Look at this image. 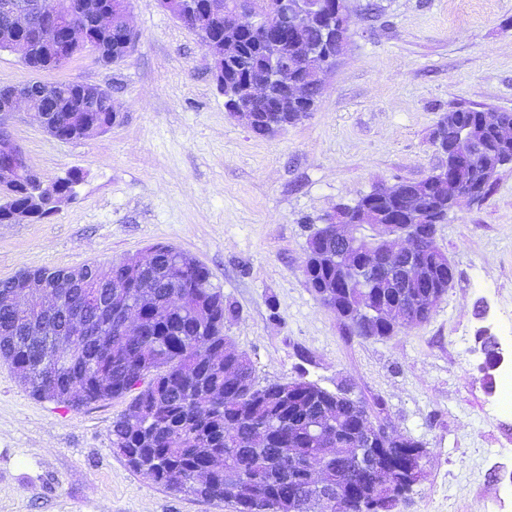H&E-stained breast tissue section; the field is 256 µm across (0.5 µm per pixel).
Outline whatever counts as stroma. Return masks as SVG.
<instances>
[{
  "label": "stroma",
  "mask_w": 512,
  "mask_h": 512,
  "mask_svg": "<svg viewBox=\"0 0 512 512\" xmlns=\"http://www.w3.org/2000/svg\"><path fill=\"white\" fill-rule=\"evenodd\" d=\"M347 47L313 112L274 135L233 118L200 35L158 0H131L124 62L78 56L38 73L0 52V87L76 81L108 88L105 134L48 136L19 114L14 137L44 180L83 172L48 220L0 224V280L169 244L211 273L235 309L224 334L259 385L305 378L347 389L427 451L399 512H512V408L485 376L480 328L512 350V165L481 204L461 202L435 247L454 280L430 319L394 335H350L304 272L307 242L337 204L422 180L448 159L438 122L458 107L512 112V0H347ZM119 398L79 410L37 399L0 362V512H234L169 491L112 446Z\"/></svg>",
  "instance_id": "stroma-1"
}]
</instances>
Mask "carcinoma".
Returning a JSON list of instances; mask_svg holds the SVG:
<instances>
[{"instance_id":"obj_1","label":"carcinoma","mask_w":512,"mask_h":512,"mask_svg":"<svg viewBox=\"0 0 512 512\" xmlns=\"http://www.w3.org/2000/svg\"><path fill=\"white\" fill-rule=\"evenodd\" d=\"M86 19L106 4L116 13L126 9V0H70ZM121 31L100 32L97 61H123ZM319 34L307 29L288 37L280 47L288 62L305 65L308 101L297 109L278 111L280 91L250 111L280 126L294 124L313 111L322 90V71L332 66L317 51ZM240 49L223 59L225 77L243 83L264 75L262 36L252 30L240 33ZM47 112L49 123L61 140L82 138L87 125H112L110 97L90 88L81 92L69 81L53 82L50 90L35 97ZM471 127L481 149L459 169V183L467 184L485 199L495 182H486L483 172L501 168L503 154H512L487 120V112L459 108L440 121ZM431 190L428 221L440 224L450 211V181L430 176L421 181ZM408 183L394 185L386 193L373 191L360 198L342 216L350 224L366 220L372 211H384L402 226L420 220L403 198ZM38 189L19 182L0 205V224L16 210H33V221L48 218L45 205L37 200ZM336 246V225L313 234L308 251L323 253ZM315 294L336 276L324 264L305 268ZM119 284L110 288L109 283ZM39 288L65 298L57 315L37 320L0 304V361L14 370L19 382L33 397L52 400L68 408L135 392L129 408L112 425V447L135 471H148L158 485L204 500H224L235 512H310L313 493L293 459L313 457L326 461L322 484L336 488L355 472L358 451L336 437V429L358 422L367 413L359 401L342 392H330L304 378L293 380V393L283 394V384L257 385L249 358L234 351L224 354V294L213 286L209 270L176 248L157 244L144 251L107 264H83L70 269L34 268L24 271V281H0V297L20 288ZM98 292L114 307H132L136 298L148 294L152 308L139 310L141 334L127 335L120 320L98 319L97 335L85 337L78 325L73 334L71 358L58 363L54 336L63 314L87 304V294ZM383 295L403 309L413 305L411 290L379 282L376 292L351 288L345 302L371 300ZM323 426L314 437L306 428Z\"/></svg>"}]
</instances>
